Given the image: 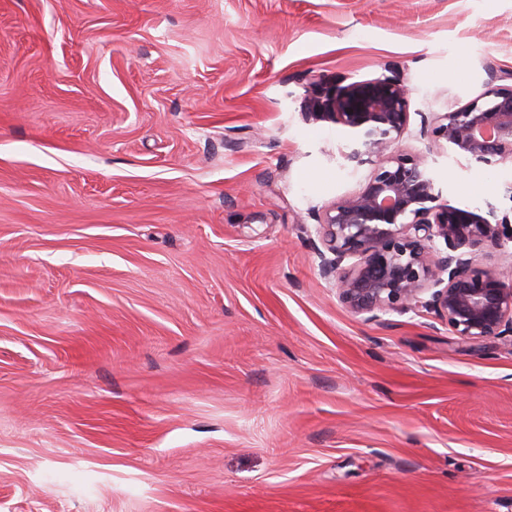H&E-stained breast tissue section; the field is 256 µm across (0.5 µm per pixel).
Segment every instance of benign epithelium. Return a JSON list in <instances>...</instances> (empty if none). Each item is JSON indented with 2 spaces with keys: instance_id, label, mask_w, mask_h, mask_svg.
<instances>
[{
  "instance_id": "obj_1",
  "label": "benign epithelium",
  "mask_w": 512,
  "mask_h": 512,
  "mask_svg": "<svg viewBox=\"0 0 512 512\" xmlns=\"http://www.w3.org/2000/svg\"><path fill=\"white\" fill-rule=\"evenodd\" d=\"M411 105L412 91L396 75L342 87L313 83L303 120L352 136L340 153L349 175L372 167L356 192L313 214L320 274L367 321L420 306L465 342L512 336V284L495 264L512 243V216L450 204L427 154L395 147ZM421 133L457 161L512 164V88H488L431 122L424 116Z\"/></svg>"
}]
</instances>
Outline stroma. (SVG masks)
<instances>
[{
	"label": "stroma",
	"mask_w": 512,
	"mask_h": 512,
	"mask_svg": "<svg viewBox=\"0 0 512 512\" xmlns=\"http://www.w3.org/2000/svg\"><path fill=\"white\" fill-rule=\"evenodd\" d=\"M512 86V0H0V512H512V337L371 322L306 89ZM452 205L512 168L434 150Z\"/></svg>",
	"instance_id": "1"
}]
</instances>
